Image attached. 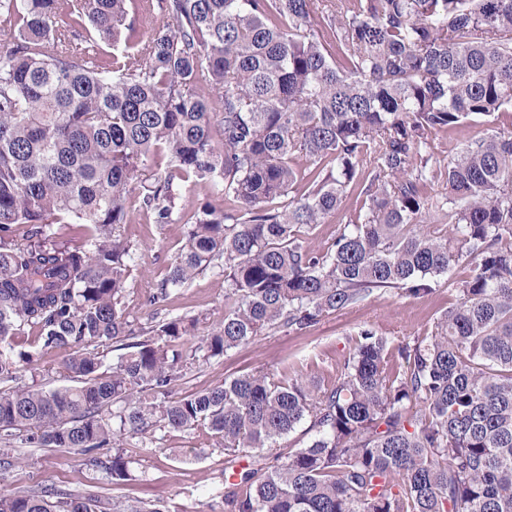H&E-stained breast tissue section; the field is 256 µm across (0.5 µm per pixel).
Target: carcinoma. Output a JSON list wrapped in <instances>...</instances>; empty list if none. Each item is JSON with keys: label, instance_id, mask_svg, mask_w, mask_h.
I'll return each mask as SVG.
<instances>
[{"label": "carcinoma", "instance_id": "obj_1", "mask_svg": "<svg viewBox=\"0 0 512 512\" xmlns=\"http://www.w3.org/2000/svg\"><path fill=\"white\" fill-rule=\"evenodd\" d=\"M132 2L0 0L16 28L0 44V382L35 362L28 328L71 350L78 382L0 389V464L23 436L125 480L157 432L205 424L226 512H512V129L444 167L434 142L512 110V0H160L147 33ZM163 155L141 197L153 223L182 219L200 181L224 201L197 205L161 283L163 298L221 262L224 319L187 348L198 319L136 328L122 306L128 194ZM350 186L355 218L310 248L300 228ZM65 220L85 246L51 243ZM459 265L427 336L391 348L366 325L327 384L260 371L172 396L200 361L381 288L424 296ZM110 342L108 374L88 346ZM304 422L310 440L281 446ZM0 512L169 510L41 484L0 491Z\"/></svg>", "mask_w": 512, "mask_h": 512}]
</instances>
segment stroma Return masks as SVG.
Returning a JSON list of instances; mask_svg holds the SVG:
<instances>
[{
  "label": "stroma",
  "mask_w": 512,
  "mask_h": 512,
  "mask_svg": "<svg viewBox=\"0 0 512 512\" xmlns=\"http://www.w3.org/2000/svg\"><path fill=\"white\" fill-rule=\"evenodd\" d=\"M512 128V112L493 118L475 117L435 140L437 159L448 163L462 143L485 133L489 127ZM121 231L138 248L126 275L123 306L131 320L145 321L152 309L149 299L156 294L167 266L175 259L185 237L181 224H154L141 211H133ZM464 274L455 268L437 277L432 293L406 297L395 289H380L355 306L324 317L305 333L270 332L256 337L221 359H213L188 370L177 387V395L196 392L239 374L255 371L289 373L299 371L330 381L336 365L353 349L357 332L373 326L390 345L414 341L426 335L436 318L456 299L454 281ZM161 314L196 316L203 325L219 323L224 317V278L219 268H210L191 283L172 291L161 302ZM26 347L35 351V365L22 368L18 383L53 388L68 384L63 368L65 351L39 349L34 341ZM14 464L0 471V489L23 491L40 484L74 494L87 491L104 498H123L162 503L169 512H210L220 504L224 492V450L207 426L188 432H171L140 451L130 466L131 477L119 483L104 478L85 456L75 450L33 448L16 441Z\"/></svg>",
  "instance_id": "35a3bbf8"
}]
</instances>
